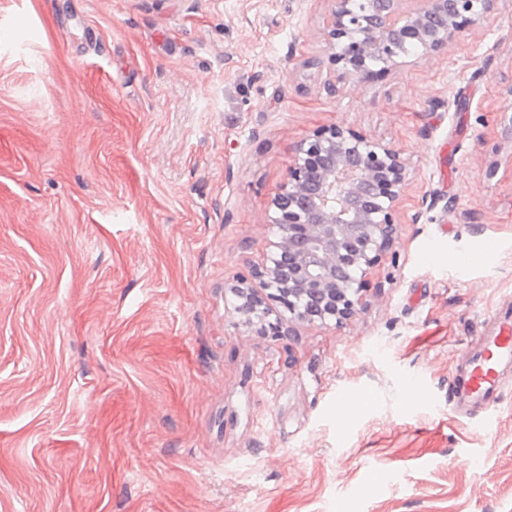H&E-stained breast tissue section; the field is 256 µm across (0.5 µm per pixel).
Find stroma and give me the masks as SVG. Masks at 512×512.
<instances>
[{
	"label": "stroma",
	"mask_w": 512,
	"mask_h": 512,
	"mask_svg": "<svg viewBox=\"0 0 512 512\" xmlns=\"http://www.w3.org/2000/svg\"><path fill=\"white\" fill-rule=\"evenodd\" d=\"M335 6L0 0V512H512V368L451 405L512 308V0L329 99ZM332 126L405 159L398 236L287 368L230 288ZM512 360V324L506 315L485 336L467 347L461 373L454 381L456 414L476 417L495 408L501 392L500 366Z\"/></svg>",
	"instance_id": "35a3bbf8"
}]
</instances>
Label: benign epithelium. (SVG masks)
<instances>
[{
  "instance_id": "benign-epithelium-1",
  "label": "benign epithelium",
  "mask_w": 512,
  "mask_h": 512,
  "mask_svg": "<svg viewBox=\"0 0 512 512\" xmlns=\"http://www.w3.org/2000/svg\"><path fill=\"white\" fill-rule=\"evenodd\" d=\"M496 0H336L328 36L341 73L322 89L398 64L420 47L445 50L463 26L477 27ZM407 179L401 154L341 126L303 140L269 204L274 229L255 285L240 278L235 310L262 336L294 339L300 323L335 321L358 312L357 286L397 237L394 209Z\"/></svg>"
}]
</instances>
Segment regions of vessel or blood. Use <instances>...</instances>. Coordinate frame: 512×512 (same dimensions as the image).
I'll return each mask as SVG.
<instances>
[{
  "label": "vessel or blood",
  "mask_w": 512,
  "mask_h": 512,
  "mask_svg": "<svg viewBox=\"0 0 512 512\" xmlns=\"http://www.w3.org/2000/svg\"><path fill=\"white\" fill-rule=\"evenodd\" d=\"M511 361L512 321L503 317L467 347L453 386L455 413L472 418L494 409L501 392L500 367Z\"/></svg>",
  "instance_id": "b4317fda"
}]
</instances>
